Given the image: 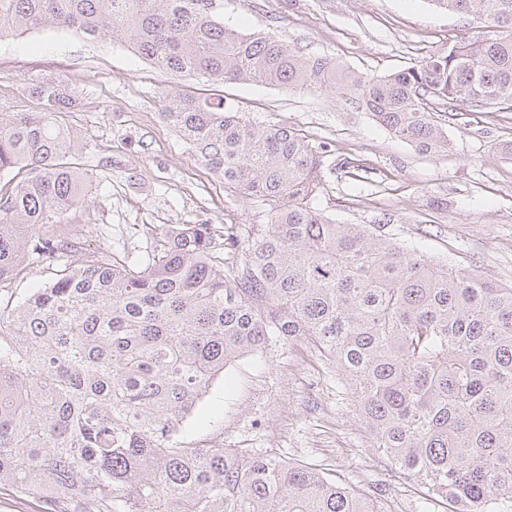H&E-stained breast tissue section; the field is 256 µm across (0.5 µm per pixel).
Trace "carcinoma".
Wrapping results in <instances>:
<instances>
[{
    "label": "carcinoma",
    "mask_w": 512,
    "mask_h": 512,
    "mask_svg": "<svg viewBox=\"0 0 512 512\" xmlns=\"http://www.w3.org/2000/svg\"><path fill=\"white\" fill-rule=\"evenodd\" d=\"M487 28L402 70L347 73L272 33L224 25V0H0V39L51 25L128 43L160 70L333 94L422 154L448 151L436 106L512 108V0H427ZM0 100V490L44 512H375L328 473L183 425L234 359L304 341L347 382L372 447L456 512L512 504V285L314 206L328 150L224 97L166 95L164 119L224 189L270 205L246 238L184 224L131 265L52 231L86 202L61 80ZM56 259L22 297L13 284Z\"/></svg>",
    "instance_id": "obj_1"
}]
</instances>
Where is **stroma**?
Returning a JSON list of instances; mask_svg holds the SVG:
<instances>
[{"label": "stroma", "mask_w": 512, "mask_h": 512, "mask_svg": "<svg viewBox=\"0 0 512 512\" xmlns=\"http://www.w3.org/2000/svg\"><path fill=\"white\" fill-rule=\"evenodd\" d=\"M224 22L243 32L273 31L307 56L342 69L384 75L476 34L471 19L428 0H224ZM64 81L78 96L76 125L93 145L81 159L87 200L63 226L88 250L126 251L138 261L152 229L183 224H264L267 203L225 190L224 182L162 117L178 88L223 96L246 117L293 127L368 178L323 171L314 201L340 224H374L427 255L512 283V109L457 107L445 125L447 152L425 156L370 115L344 108L327 91L184 81L129 46L53 26L0 40V96L21 98L33 78ZM196 443L251 448L329 470L381 512H454L391 471L371 448L335 366L303 342H277L230 363L189 417Z\"/></svg>", "instance_id": "35a3bbf8"}]
</instances>
